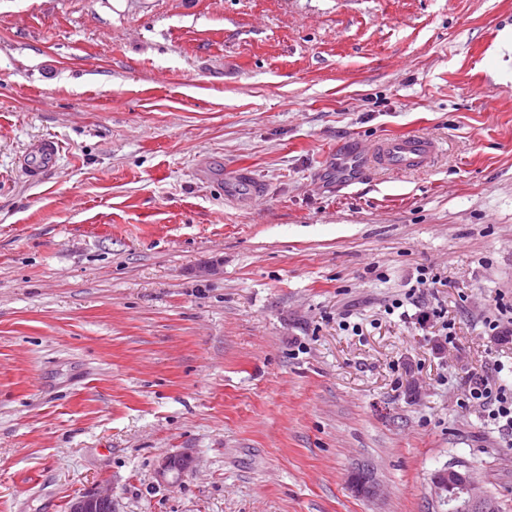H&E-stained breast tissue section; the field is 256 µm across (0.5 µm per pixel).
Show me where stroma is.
I'll return each instance as SVG.
<instances>
[{
	"instance_id": "obj_1",
	"label": "stroma",
	"mask_w": 512,
	"mask_h": 512,
	"mask_svg": "<svg viewBox=\"0 0 512 512\" xmlns=\"http://www.w3.org/2000/svg\"><path fill=\"white\" fill-rule=\"evenodd\" d=\"M509 30L512 0H0V512L102 483L113 512H445L451 463L512 512V441L458 405L512 376L482 324ZM407 134L430 168L339 186L335 149ZM422 265L455 344L387 312ZM58 147L53 140H42L34 144L30 153L38 158L37 166H29V175L37 178L53 168L56 162Z\"/></svg>"
}]
</instances>
